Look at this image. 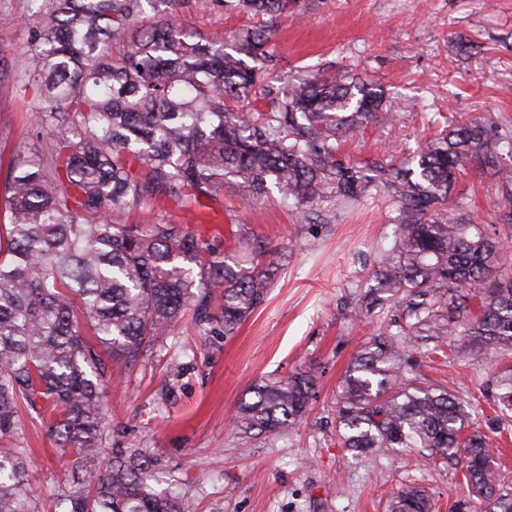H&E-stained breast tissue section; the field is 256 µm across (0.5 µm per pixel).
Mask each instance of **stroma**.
I'll return each instance as SVG.
<instances>
[{
	"mask_svg": "<svg viewBox=\"0 0 512 512\" xmlns=\"http://www.w3.org/2000/svg\"><path fill=\"white\" fill-rule=\"evenodd\" d=\"M40 5L0 0V181L15 156L34 145L21 87ZM172 11L207 39L267 26L279 71L349 68L380 83L396 117L350 136L353 160L403 159L446 120L469 122L486 112L497 113L501 133L512 138V0H297L292 12L264 19L225 10L223 0H174ZM466 43L471 52L459 54ZM465 190L477 222L494 221L503 203L494 179L472 168ZM388 210L376 193L336 223L299 224L277 202L236 205L231 223L264 237L278 265L267 302L231 336L217 329L198 335L185 317L135 365L120 368L102 354L112 375L106 448L161 455L174 491L195 512H387L405 484L424 487L432 512H484L462 466L423 448L357 453L336 441V390L380 326V318L361 314L359 299L373 284L378 252L392 243ZM413 355L423 382L470 404L476 426L493 439L500 474L512 482V413L491 404L494 366L474 352L442 355L429 343ZM309 369L319 383L294 432L244 438L232 428L230 418L256 380ZM15 441L28 450L39 512H55L66 458L26 410Z\"/></svg>",
	"mask_w": 512,
	"mask_h": 512,
	"instance_id": "35a3bbf8",
	"label": "stroma"
}]
</instances>
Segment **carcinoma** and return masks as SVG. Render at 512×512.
Segmentation results:
<instances>
[{
    "mask_svg": "<svg viewBox=\"0 0 512 512\" xmlns=\"http://www.w3.org/2000/svg\"><path fill=\"white\" fill-rule=\"evenodd\" d=\"M170 0H42L41 30L25 64L31 126L40 147L9 168L0 207V439L17 433L21 407L48 424L73 458L59 512H193L189 500L150 483L164 471L138 451L100 458L107 439L101 346L134 364L147 339L185 312L197 332L231 336L267 300L276 266L265 239L239 234L224 253L220 231L188 221L202 207L232 211L278 193L299 224H329L372 191L389 201L393 244L364 295L369 314L398 300L406 325L381 330L348 365L336 395V439L354 451L426 448L464 457L469 493L487 512H512V484L489 465V437L447 389L403 372L411 348L512 351V140L493 114L447 126L403 160L366 166L343 152L346 135L392 120L381 85L343 70L262 80L247 60L274 70L265 30L228 43L207 40L165 15ZM292 0H237L255 15L288 12ZM163 16L148 24L147 11ZM123 50L112 52V44ZM261 89L266 112L236 102ZM480 165L502 189L507 235L474 223L457 191ZM138 209L144 220L119 216ZM98 339L84 340L86 329ZM402 340H396V337ZM314 371L258 380L237 407L245 437L282 435L304 418ZM491 398L512 412V366L496 372ZM30 460L0 448V512H38ZM416 485L390 512H430Z\"/></svg>",
    "mask_w": 512,
    "mask_h": 512,
    "instance_id": "carcinoma-1",
    "label": "carcinoma"
}]
</instances>
